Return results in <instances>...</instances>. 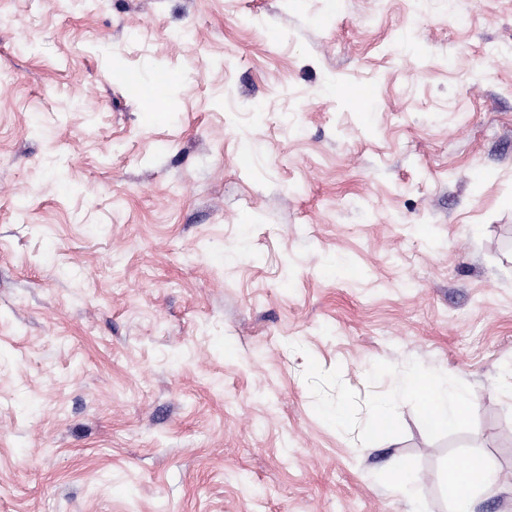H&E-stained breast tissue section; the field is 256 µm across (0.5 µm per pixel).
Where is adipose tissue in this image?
I'll use <instances>...</instances> for the list:
<instances>
[{
	"label": "adipose tissue",
	"instance_id": "1",
	"mask_svg": "<svg viewBox=\"0 0 512 512\" xmlns=\"http://www.w3.org/2000/svg\"><path fill=\"white\" fill-rule=\"evenodd\" d=\"M408 392L421 396L427 408L426 425L434 431L455 429L469 410L467 396L451 385L447 377L437 373L423 375L410 370L395 381L388 395V403L381 405L367 429L368 439H376L380 432L388 429L389 402ZM494 481L489 462L481 456L470 457L464 468H448L446 485L453 490L451 499L455 512H474L476 494L485 491Z\"/></svg>",
	"mask_w": 512,
	"mask_h": 512
}]
</instances>
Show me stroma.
Returning <instances> with one entry per match:
<instances>
[{"label": "stroma", "instance_id": "obj_1", "mask_svg": "<svg viewBox=\"0 0 512 512\" xmlns=\"http://www.w3.org/2000/svg\"><path fill=\"white\" fill-rule=\"evenodd\" d=\"M412 368L465 419L367 444ZM474 454L512 512V0H0V512H452ZM388 484L400 491L411 494L412 475L409 465L404 460H395L388 472Z\"/></svg>", "mask_w": 512, "mask_h": 512}]
</instances>
